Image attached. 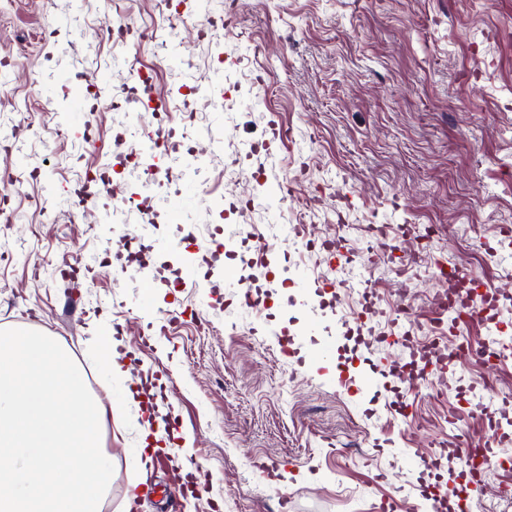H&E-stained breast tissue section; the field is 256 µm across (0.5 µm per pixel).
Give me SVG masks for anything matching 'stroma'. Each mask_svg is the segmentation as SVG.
Wrapping results in <instances>:
<instances>
[{
  "mask_svg": "<svg viewBox=\"0 0 512 512\" xmlns=\"http://www.w3.org/2000/svg\"><path fill=\"white\" fill-rule=\"evenodd\" d=\"M231 20L200 41L207 0H184L180 15L163 0H0V327H31L51 336L84 371L88 389L106 409L102 426L112 486L105 512H166L163 498L137 497L142 406L125 383L97 362L98 331L122 329L127 368L161 372L163 394L153 431L179 423L176 450H161L153 485L175 491L179 464L197 463L208 478L202 497L187 496L182 512H375L393 498L395 512H417L420 486L460 468V440L497 435L495 456L512 455V425L492 430L470 402L506 408L512 357L494 368L453 362L437 381L434 401L425 381L395 373L412 349H425L435 316L430 297L441 265L466 269L495 288L512 289V241L495 243L512 226V0H230ZM112 64V90L85 106L86 144L63 108L71 90ZM136 62L165 93L180 84L226 77L217 107L202 98H175L167 121L151 113L117 111ZM263 76L265 98L243 106V88ZM141 127L161 131L177 150L193 146L197 162L159 164L158 182L144 194V213L126 211L132 172L113 174L106 191L73 208L67 191L88 168L114 163L113 138ZM282 141L258 154L248 145L271 129ZM244 155L235 180L224 178L233 152ZM294 190L281 202L264 193L251 211L225 214L211 199L246 196L252 176ZM200 193L171 218L170 199L188 183ZM300 224L308 238L340 236L344 256L288 239L282 225ZM386 228L384 246L403 248L427 225L441 232L421 264L396 275L379 250L365 245L371 225ZM277 248L276 276L254 261L207 271L212 239L238 248L242 231ZM153 247L149 273L119 274L98 263L121 251L126 237ZM494 242L497 257L485 259ZM80 258L79 279L62 280V261ZM353 281L373 293L384 316L367 344L350 353L349 376L363 389L339 383L335 359L316 358L324 343L342 346L354 325L348 304L321 305L303 295L301 277ZM209 281L224 300L187 279ZM256 282L268 295L262 310L242 307L234 285ZM152 289L155 310L138 301ZM411 299L414 341L390 346L379 335L402 295ZM277 336L267 335V328ZM298 353L283 360L278 336ZM275 465L290 494L281 502L266 471Z\"/></svg>",
  "mask_w": 512,
  "mask_h": 512,
  "instance_id": "35a3bbf8",
  "label": "stroma"
}]
</instances>
